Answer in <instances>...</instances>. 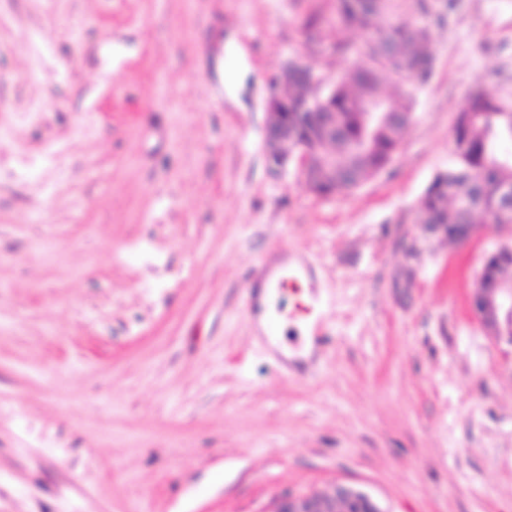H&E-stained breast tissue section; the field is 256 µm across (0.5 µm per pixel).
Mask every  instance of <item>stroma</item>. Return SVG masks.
Masks as SVG:
<instances>
[{"label":"stroma","instance_id":"1","mask_svg":"<svg viewBox=\"0 0 512 512\" xmlns=\"http://www.w3.org/2000/svg\"><path fill=\"white\" fill-rule=\"evenodd\" d=\"M331 3L0 0V512H267L333 480L512 512V360L468 305L512 227L415 221L468 94L512 97V0H456L393 162L321 198L263 126L285 62L358 61L356 30L305 46ZM277 251L329 305L289 369L246 304Z\"/></svg>","mask_w":512,"mask_h":512}]
</instances>
